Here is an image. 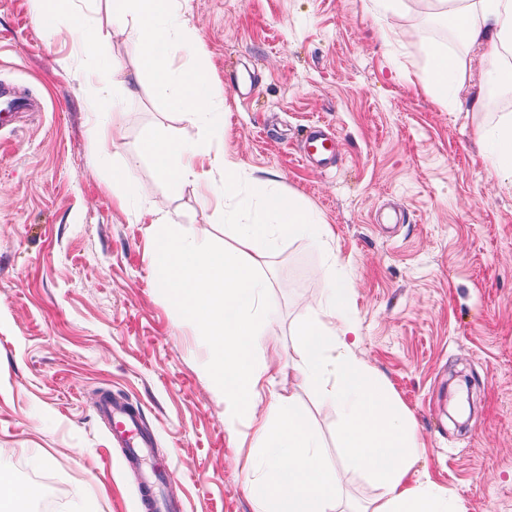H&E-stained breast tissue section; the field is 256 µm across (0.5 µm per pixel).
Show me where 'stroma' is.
Returning a JSON list of instances; mask_svg holds the SVG:
<instances>
[{
  "label": "stroma",
  "instance_id": "obj_1",
  "mask_svg": "<svg viewBox=\"0 0 512 512\" xmlns=\"http://www.w3.org/2000/svg\"><path fill=\"white\" fill-rule=\"evenodd\" d=\"M82 8L100 36L92 47L64 28L46 39L30 0H0V83L33 105L0 126V445L16 450V483L36 491L22 512H69L78 497L87 512H145L139 474L96 412L104 394L139 406L164 490L185 512H253L247 426L226 424L207 343L159 291L139 214H173L181 232L220 248L261 216L258 178L332 231L325 247L285 237L268 251L261 276L275 313L260 327L280 348L267 392L306 408L344 512H363L379 490L338 464L336 413L289 368L332 264L351 290L353 354L415 426L414 476L462 512H512V181L489 172L483 137L512 113V92L472 110L495 86L481 52L442 106L418 81L448 31L440 18L387 16L371 0H177L224 97L214 148L244 169L218 213L141 155L155 127L210 142L204 123L155 96L149 75L135 94L86 101L101 59L130 73L138 59L131 39L113 37L105 0ZM315 122L336 135L328 169L301 157V131ZM96 132L109 137L103 160ZM130 159L123 212L105 179Z\"/></svg>",
  "mask_w": 512,
  "mask_h": 512
}]
</instances>
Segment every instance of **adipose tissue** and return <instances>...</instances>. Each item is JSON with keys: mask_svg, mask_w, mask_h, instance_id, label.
Listing matches in <instances>:
<instances>
[{"mask_svg": "<svg viewBox=\"0 0 512 512\" xmlns=\"http://www.w3.org/2000/svg\"><path fill=\"white\" fill-rule=\"evenodd\" d=\"M47 35L68 19L69 29L86 44L98 32L88 26L75 0H31ZM386 14L421 13L432 9L458 29L459 46L430 48L422 86L438 103H446L453 85L467 74L464 51L485 49L491 78L512 91V0H373ZM113 30L132 33L142 71L153 78L156 96L188 120H206L212 140L223 137L218 95L211 72L197 63L172 78L165 66L168 38L198 51L195 33L186 26L162 27L174 0H108ZM156 171L173 183H190L210 194L215 210L235 196L240 168L228 155L204 145H190L160 128L150 129L141 145ZM274 223L235 227L234 243L215 249L178 232L171 214L149 215L147 238L152 265L168 302L199 330L209 349V375L224 398L229 425L248 422L250 445L257 448L256 474L247 485L253 512H340L339 492L330 464L309 428L302 407L284 398L262 405L268 382V350L259 320L271 305L259 271L266 254L262 243L282 237L308 236L325 244L330 236L298 201L270 191L267 180L256 183ZM329 297L319 316L300 331L301 352L294 370L301 383L318 394L338 415L337 433L346 467L368 476L381 490L364 512H458L456 503L432 481L411 483L417 454L414 427L395 402L387 384L352 353L347 341L357 331L350 293L335 267H328Z\"/></svg>", "mask_w": 512, "mask_h": 512, "instance_id": "adipose-tissue-1", "label": "adipose tissue"}]
</instances>
